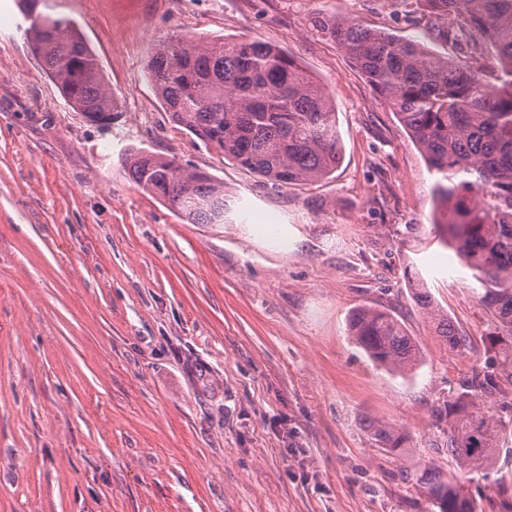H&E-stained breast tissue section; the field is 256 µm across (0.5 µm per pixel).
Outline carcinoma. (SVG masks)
Instances as JSON below:
<instances>
[{
	"label": "carcinoma",
	"instance_id": "1",
	"mask_svg": "<svg viewBox=\"0 0 512 512\" xmlns=\"http://www.w3.org/2000/svg\"><path fill=\"white\" fill-rule=\"evenodd\" d=\"M33 52L66 102L102 127L115 103L90 49L62 16L37 14L19 0ZM422 13L453 19L456 42L488 41L497 61L495 82L463 58L437 56L416 40L370 28L357 19L317 20L362 77L396 114L436 176L433 199L439 240L452 248L478 284L480 305L493 318L487 336L497 349L481 373L460 384L439 410L448 421V453L464 468L493 466L500 421L474 410L475 398L512 383V0H417ZM147 75L171 121L206 146L277 186L324 179L342 149L335 107L326 88L298 61L261 40L203 43L181 36L159 43ZM130 179L189 224L224 223V183L172 160L132 151ZM437 335L454 349L470 341L438 313L426 293L416 295ZM350 336L377 364L405 371L417 345L392 314L355 310ZM438 512H475L456 480L431 471L417 479Z\"/></svg>",
	"mask_w": 512,
	"mask_h": 512
}]
</instances>
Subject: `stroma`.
<instances>
[{"label": "stroma", "instance_id": "stroma-1", "mask_svg": "<svg viewBox=\"0 0 512 512\" xmlns=\"http://www.w3.org/2000/svg\"><path fill=\"white\" fill-rule=\"evenodd\" d=\"M415 0H41L72 19L117 110L75 112L0 0V512H436L417 485L454 476L476 512L512 503V437L494 471L459 469L435 412L492 357L472 273L438 239L435 176L315 19L356 18L440 56ZM180 35L270 40L331 96L343 158L274 188L174 125L147 77ZM143 150L224 184V221L190 224L130 180ZM426 289L469 336L451 349ZM391 310L419 365L401 375L349 334ZM386 425L398 445L376 441Z\"/></svg>", "mask_w": 512, "mask_h": 512}]
</instances>
